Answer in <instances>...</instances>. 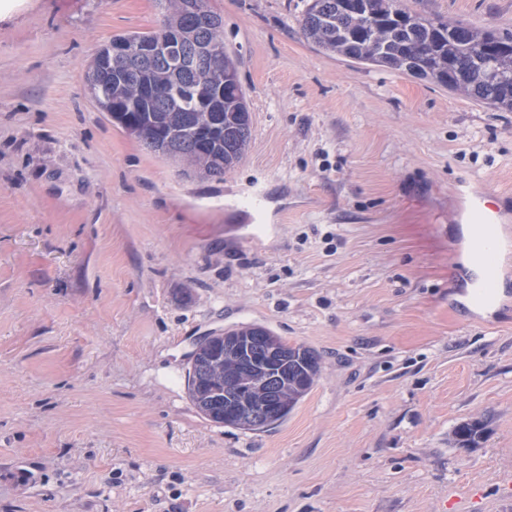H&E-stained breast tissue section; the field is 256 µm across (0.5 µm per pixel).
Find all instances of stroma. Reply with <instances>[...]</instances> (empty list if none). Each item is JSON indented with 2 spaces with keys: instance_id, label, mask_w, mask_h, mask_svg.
Instances as JSON below:
<instances>
[{
  "instance_id": "35a3bbf8",
  "label": "stroma",
  "mask_w": 512,
  "mask_h": 512,
  "mask_svg": "<svg viewBox=\"0 0 512 512\" xmlns=\"http://www.w3.org/2000/svg\"><path fill=\"white\" fill-rule=\"evenodd\" d=\"M512 28V0H402ZM252 119L223 181L90 99L153 0H19L0 20V512H512V112L316 50L301 0H211ZM496 197L500 303L470 310L457 186ZM266 190L261 215L237 194ZM321 372L263 432L185 388L241 325ZM483 419L478 448L451 440Z\"/></svg>"
}]
</instances>
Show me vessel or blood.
<instances>
[{"instance_id":"vessel-or-blood-1","label":"vessel or blood","mask_w":512,"mask_h":512,"mask_svg":"<svg viewBox=\"0 0 512 512\" xmlns=\"http://www.w3.org/2000/svg\"><path fill=\"white\" fill-rule=\"evenodd\" d=\"M467 220L479 227L470 244L478 277L475 288L469 294V301L473 308L481 309L494 303L498 297L503 276L499 261L501 225L497 208L486 196L476 192L470 195Z\"/></svg>"}]
</instances>
